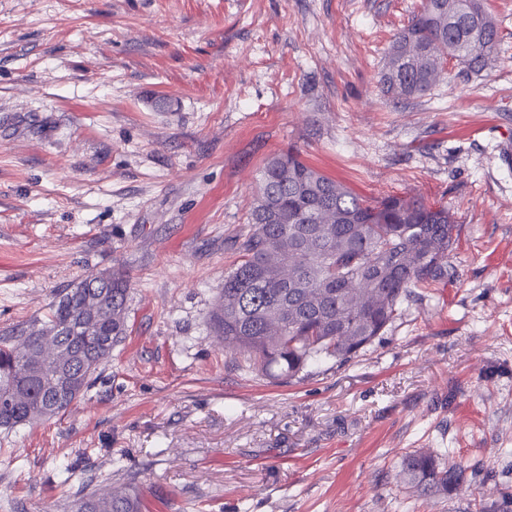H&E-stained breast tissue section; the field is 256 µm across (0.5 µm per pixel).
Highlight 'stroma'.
Instances as JSON below:
<instances>
[{
    "mask_svg": "<svg viewBox=\"0 0 512 512\" xmlns=\"http://www.w3.org/2000/svg\"><path fill=\"white\" fill-rule=\"evenodd\" d=\"M423 0H0V336L96 272L128 280L89 391L0 430V512L135 479L144 512H512V0L501 40L397 101L379 82ZM302 159L355 194L448 206L453 274L357 357L280 383L209 313L259 171ZM459 463L423 496L397 466ZM465 472L460 465L442 466L432 454L413 453L402 459L397 475L416 491L445 494L464 482Z\"/></svg>",
    "mask_w": 512,
    "mask_h": 512,
    "instance_id": "1",
    "label": "stroma"
}]
</instances>
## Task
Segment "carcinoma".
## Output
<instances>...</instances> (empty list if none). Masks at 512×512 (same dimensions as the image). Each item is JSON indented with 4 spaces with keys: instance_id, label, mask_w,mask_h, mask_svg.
Returning a JSON list of instances; mask_svg holds the SVG:
<instances>
[{
    "instance_id": "carcinoma-1",
    "label": "carcinoma",
    "mask_w": 512,
    "mask_h": 512,
    "mask_svg": "<svg viewBox=\"0 0 512 512\" xmlns=\"http://www.w3.org/2000/svg\"><path fill=\"white\" fill-rule=\"evenodd\" d=\"M496 19L484 0H424L392 39L379 82L394 99L430 91L450 58L475 74L499 42ZM456 221L448 208L422 198L389 194L368 199L351 192L288 151L260 172L249 230L235 241L240 260L224 276L210 315L224 349L245 367L290 381L327 360L350 361L403 314L416 288L448 282ZM112 317H100L102 341L81 333L63 338L80 395L93 386L127 331L124 275L112 274ZM83 294L66 287L43 328L84 321ZM40 330L0 337V428L49 419L57 361L43 356ZM94 367H84L88 360ZM466 469L445 466L427 453L405 456L398 476L423 493L446 494ZM70 512H142L128 484L112 492L83 487Z\"/></svg>"
}]
</instances>
